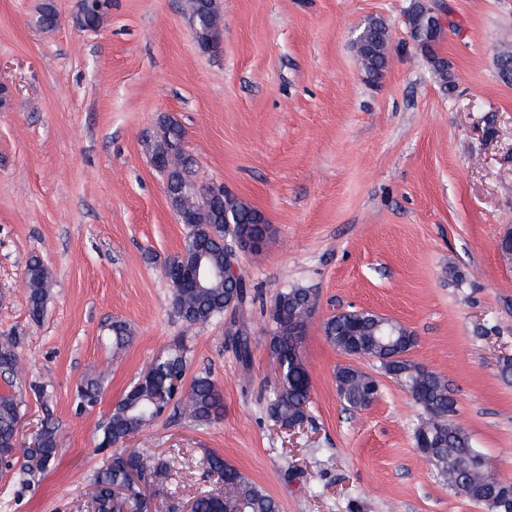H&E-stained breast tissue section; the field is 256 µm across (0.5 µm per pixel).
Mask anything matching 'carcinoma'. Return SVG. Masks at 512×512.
<instances>
[{"instance_id":"1","label":"carcinoma","mask_w":512,"mask_h":512,"mask_svg":"<svg viewBox=\"0 0 512 512\" xmlns=\"http://www.w3.org/2000/svg\"><path fill=\"white\" fill-rule=\"evenodd\" d=\"M427 6L415 0L407 14L411 38L420 51L434 62L438 69L446 68L445 61L437 57L435 48L441 39L442 30L431 27ZM58 19L54 5L43 4L37 23L43 28L55 26ZM386 38V27L376 19L369 21L362 31L366 45L364 55L367 78L379 80L386 69L388 60L381 52ZM496 68L499 78L512 83V51L504 50L497 56ZM184 140L182 128L171 119L160 121V135L155 144L159 149L171 142ZM235 214L231 225L224 224V211ZM187 224L194 234L186 236L183 250L169 258L166 265L179 269H190L199 253L204 252L214 265L224 263V234L240 236H262L269 232L262 214L243 200L231 195L213 197L206 209L188 216ZM29 285V315L35 322L40 321L49 298L50 274L36 257L27 266ZM307 292L292 288L279 294L270 310L272 334L270 351L273 359H287L284 377L274 387L272 416L282 425L301 423L307 417L310 406L311 381L306 366L299 354L296 339L288 332V321L294 319L305 323L309 314L302 307ZM228 306L227 289L224 284L213 282L206 288H182L173 284V307L178 316L189 324L207 323L224 313ZM375 319L368 313H354L349 316H331L323 325L326 339L338 349L346 347V338L352 336L363 355L378 352L380 336L375 329ZM112 347L123 348L131 337L128 325L120 320L110 324ZM394 352L400 358L384 365L386 371L400 380L411 393L414 401L427 412L418 427L415 439L425 440L433 445L428 461L448 482L455 493L480 504L487 512H503L500 501L512 503V485L499 479L487 467L473 464L464 467L468 459L479 453L471 446L468 436L457 428L446 416L453 411L454 399L441 378L405 358L407 350L414 346L415 337L405 327L398 328L393 338ZM236 355L243 367L251 366L252 349L248 337L240 336L235 344ZM20 363L18 343L11 338L0 341V373L17 374ZM153 378L146 383L136 382L115 405L112 412L98 426V446L113 447L128 436L136 434L162 417V393L168 391L172 374L185 375L186 359L181 346H173L166 354L156 358L151 366ZM371 385L365 372L351 366H342L336 372V387L345 404L351 408L363 406L362 399ZM101 382L89 378L77 390L78 402L89 404L98 401ZM184 411L194 420L211 423L221 418L224 399L220 387L208 377L195 378L188 391L179 398ZM22 401L15 394L0 395V459L5 467H20V484L28 485L29 478L50 470L56 462L60 445L59 424L48 417L24 444L17 437V428L22 418ZM200 464L209 475H214L223 484V495L205 493L198 496L195 512H279V504L265 489L256 484L219 454L209 453L200 459ZM139 479L161 475L149 457L139 453L114 451L108 462L95 477L98 512H149L150 506L142 493L135 489L128 499H112V488L124 485L130 473Z\"/></svg>"}]
</instances>
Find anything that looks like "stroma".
I'll use <instances>...</instances> for the list:
<instances>
[{
  "label": "stroma",
  "mask_w": 512,
  "mask_h": 512,
  "mask_svg": "<svg viewBox=\"0 0 512 512\" xmlns=\"http://www.w3.org/2000/svg\"><path fill=\"white\" fill-rule=\"evenodd\" d=\"M43 2L0 0V338H20L19 373L0 375V393L21 394L23 435L58 421L61 448L30 486L0 474V512H89L107 461L98 423L177 343L186 380L214 379L224 415L201 424L176 412L124 441L170 463L144 489L151 512L220 491L198 465L209 452L280 512H486L426 461L410 393L379 361H350L323 323L370 309L408 328L409 359L448 384L452 423L512 481V379L500 369L512 357V265L497 249L512 230V83L495 65L512 47V0H425L448 20L443 73L412 44L411 0H217L215 55L194 41L186 0H112L93 31L74 24L78 0H52L58 24L40 28ZM372 19L391 37L376 84L354 45ZM164 116L184 129L198 180L223 184L273 233L241 259L254 305L205 324L177 317L163 274L188 232L150 164ZM34 256L51 276L37 323ZM291 288L313 293L316 310L300 339L310 419L288 433L269 411L268 314ZM115 320L132 331L117 353ZM352 362L380 386L363 410L336 391ZM99 374L98 403L77 411V385Z\"/></svg>",
  "instance_id": "stroma-1"
}]
</instances>
